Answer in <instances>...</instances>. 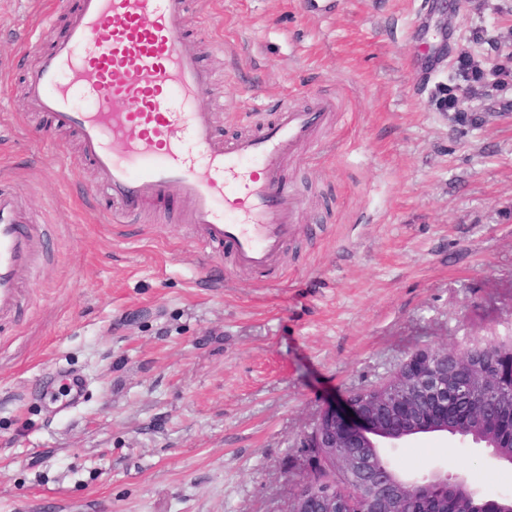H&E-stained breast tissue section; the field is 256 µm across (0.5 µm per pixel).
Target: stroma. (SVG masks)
I'll use <instances>...</instances> for the list:
<instances>
[{
  "mask_svg": "<svg viewBox=\"0 0 512 512\" xmlns=\"http://www.w3.org/2000/svg\"><path fill=\"white\" fill-rule=\"evenodd\" d=\"M79 0H0V177L40 215L46 256L0 329V512H289L308 472L299 437L328 405L439 343L512 344V127L454 131L432 102L422 28L434 0H191L183 47L220 81L228 138L284 100L330 98L323 148L288 178L302 223L278 266L210 262L169 189L147 215L103 222L78 137L22 111L42 49ZM223 54L207 50L209 40ZM512 493L434 434L396 456Z\"/></svg>",
  "mask_w": 512,
  "mask_h": 512,
  "instance_id": "35a3bbf8",
  "label": "stroma"
}]
</instances>
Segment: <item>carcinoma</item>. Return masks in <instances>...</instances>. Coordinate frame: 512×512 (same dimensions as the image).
I'll use <instances>...</instances> for the list:
<instances>
[{"label": "carcinoma", "mask_w": 512, "mask_h": 512, "mask_svg": "<svg viewBox=\"0 0 512 512\" xmlns=\"http://www.w3.org/2000/svg\"><path fill=\"white\" fill-rule=\"evenodd\" d=\"M468 41L480 48L487 47L486 58H475L467 48L456 50L448 71V83L438 86L435 102L441 111L452 113L453 124L477 130L484 125V115L481 110L465 104L461 95L481 98L492 88L512 85V27L494 31L475 27Z\"/></svg>", "instance_id": "1"}]
</instances>
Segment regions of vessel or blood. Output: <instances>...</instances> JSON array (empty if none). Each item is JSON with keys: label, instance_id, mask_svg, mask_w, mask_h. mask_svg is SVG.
<instances>
[{"label": "vessel or blood", "instance_id": "obj_1", "mask_svg": "<svg viewBox=\"0 0 512 512\" xmlns=\"http://www.w3.org/2000/svg\"><path fill=\"white\" fill-rule=\"evenodd\" d=\"M187 7L188 0H81L66 37L31 73L26 106L76 133L81 161L112 202L111 223L136 218L175 186L204 253L227 249L240 267L272 268L300 222L287 162L304 145L320 152L317 134L335 106L288 100L272 121L219 138L202 103L216 75L180 48ZM78 91L94 100L92 109L73 108ZM253 159L258 170L242 168ZM219 201L239 211L238 222L223 220ZM42 257L33 212L0 180V323L16 316L20 275L37 274Z\"/></svg>", "mask_w": 512, "mask_h": 512}]
</instances>
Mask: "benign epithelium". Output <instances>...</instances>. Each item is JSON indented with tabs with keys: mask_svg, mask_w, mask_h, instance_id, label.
Masks as SVG:
<instances>
[{
	"mask_svg": "<svg viewBox=\"0 0 512 512\" xmlns=\"http://www.w3.org/2000/svg\"><path fill=\"white\" fill-rule=\"evenodd\" d=\"M458 9L459 0H449L434 21L437 67L449 57L448 20ZM500 389L512 391V345L416 351L392 380L352 395L346 412L326 407L301 435L300 447L311 453L340 454L346 479L304 480L318 491L297 493L291 512H398L403 500L412 512H512V494L490 496L472 486L464 470L450 472L437 462L417 474L401 469L393 455L421 435L438 433L479 453L490 469L511 466L512 410L487 416V402Z\"/></svg>",
	"mask_w": 512,
	"mask_h": 512,
	"instance_id": "1",
	"label": "benign epithelium"
}]
</instances>
